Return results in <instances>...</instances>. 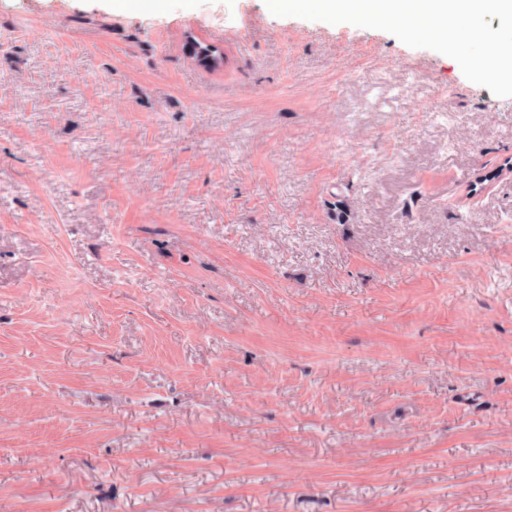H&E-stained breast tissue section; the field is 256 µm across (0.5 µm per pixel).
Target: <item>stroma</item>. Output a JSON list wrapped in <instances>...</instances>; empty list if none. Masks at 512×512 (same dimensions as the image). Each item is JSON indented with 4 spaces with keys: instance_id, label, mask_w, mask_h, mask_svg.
<instances>
[{
    "instance_id": "1",
    "label": "stroma",
    "mask_w": 512,
    "mask_h": 512,
    "mask_svg": "<svg viewBox=\"0 0 512 512\" xmlns=\"http://www.w3.org/2000/svg\"><path fill=\"white\" fill-rule=\"evenodd\" d=\"M507 158L381 30L0 0V512H512Z\"/></svg>"
}]
</instances>
